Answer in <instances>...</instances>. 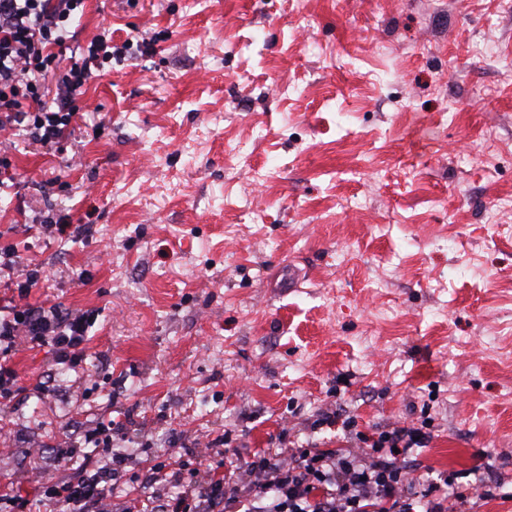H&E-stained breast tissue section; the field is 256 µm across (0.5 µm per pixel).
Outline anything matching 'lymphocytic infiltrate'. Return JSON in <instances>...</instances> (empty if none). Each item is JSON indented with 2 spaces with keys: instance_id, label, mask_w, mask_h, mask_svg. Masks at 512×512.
I'll list each match as a JSON object with an SVG mask.
<instances>
[{
  "instance_id": "obj_1",
  "label": "lymphocytic infiltrate",
  "mask_w": 512,
  "mask_h": 512,
  "mask_svg": "<svg viewBox=\"0 0 512 512\" xmlns=\"http://www.w3.org/2000/svg\"><path fill=\"white\" fill-rule=\"evenodd\" d=\"M84 0H0V131L22 130L41 147H58L76 122L75 100L99 61L109 59L106 37L91 41L82 63L55 75L53 47L64 44L67 23ZM25 244L0 247V278L17 297L0 299V399L24 392L8 358L19 339L49 347L55 364L84 357L91 311L23 303L38 282V266L25 263ZM425 427L397 426L378 433L368 463L333 451L267 450L245 469L255 491L243 495L223 478L208 477L181 495H137L128 512H470V498L494 496L489 485L447 492L438 482L411 477L407 460L426 447ZM63 512H111L112 469L79 470L47 487Z\"/></svg>"
}]
</instances>
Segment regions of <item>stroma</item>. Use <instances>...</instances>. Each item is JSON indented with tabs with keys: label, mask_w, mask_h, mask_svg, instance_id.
I'll list each match as a JSON object with an SVG mask.
<instances>
[{
	"label": "stroma",
	"mask_w": 512,
	"mask_h": 512,
	"mask_svg": "<svg viewBox=\"0 0 512 512\" xmlns=\"http://www.w3.org/2000/svg\"><path fill=\"white\" fill-rule=\"evenodd\" d=\"M68 31L57 71L104 33L125 52L59 149L0 143V242L42 268L27 303L94 323L78 368L12 353L0 484L39 463L28 512H61L44 488L109 464L125 512L160 464L170 495L427 421L415 475L484 465L478 512H512V0H84Z\"/></svg>",
	"instance_id": "35a3bbf8"
}]
</instances>
